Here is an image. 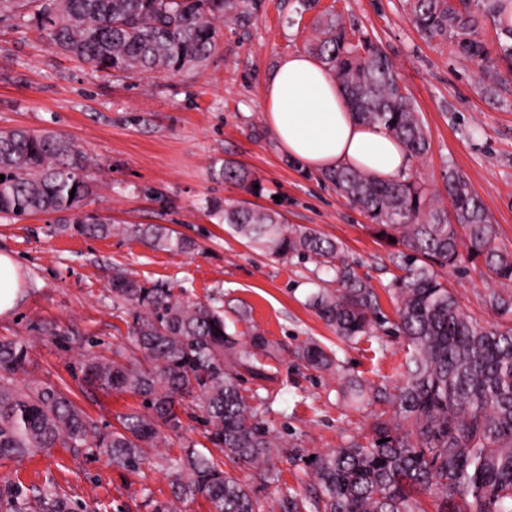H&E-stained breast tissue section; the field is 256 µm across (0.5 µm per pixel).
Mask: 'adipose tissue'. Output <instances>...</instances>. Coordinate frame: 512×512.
<instances>
[{
  "mask_svg": "<svg viewBox=\"0 0 512 512\" xmlns=\"http://www.w3.org/2000/svg\"><path fill=\"white\" fill-rule=\"evenodd\" d=\"M262 108L271 134L305 169L361 168L383 180L408 166L402 145L356 121L331 72L309 55L278 59L264 84Z\"/></svg>",
  "mask_w": 512,
  "mask_h": 512,
  "instance_id": "adipose-tissue-1",
  "label": "adipose tissue"
}]
</instances>
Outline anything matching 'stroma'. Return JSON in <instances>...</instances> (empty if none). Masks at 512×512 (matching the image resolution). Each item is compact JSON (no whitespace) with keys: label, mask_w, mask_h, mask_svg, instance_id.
<instances>
[{"label":"stroma","mask_w":512,"mask_h":512,"mask_svg":"<svg viewBox=\"0 0 512 512\" xmlns=\"http://www.w3.org/2000/svg\"><path fill=\"white\" fill-rule=\"evenodd\" d=\"M264 2L249 24L221 25L203 67L175 75L106 77L58 51L38 30L0 21V129L23 126L70 138L94 161L93 194L67 219L94 215L121 228L90 238L64 230L54 214L0 217V252L17 260L22 283L15 309L0 316V339L30 346L18 382L55 385L109 427L141 405L130 395L103 394L82 373L88 357L111 355L128 341L134 313L112 306L113 265L183 299L211 303L239 338L263 333L279 345L272 377L247 386L259 389L262 419L286 442L271 462L278 482L257 489L274 507L305 477L307 456L363 440L375 417L390 412L383 400L348 406L339 388L357 378L395 389L405 348L385 290L397 272L393 247L318 173L291 162L265 123L263 80L281 56L308 53L318 10L300 12L298 0ZM330 6L391 57L425 126L430 151L410 161L408 174L435 194L447 171L459 170L493 216L499 244L512 250V87L492 83L475 64L457 60L447 42L418 31L407 0H320L318 9ZM226 162L244 166L258 191L216 181L214 169ZM225 199L278 211L288 223L336 240L376 289L386 323L361 340L338 339L307 304L322 286L315 263L273 258L232 236L210 212L212 201ZM134 224L167 225L196 249L153 250L123 233ZM439 274L467 313L485 324L498 321L486 303L496 284L482 266L443 267ZM47 326L54 335H41ZM306 340L335 351L336 374L303 366L297 347ZM50 478L92 512H149L147 498L170 494L159 468L132 474L71 448L0 460V480L28 486Z\"/></svg>","instance_id":"stroma-1"}]
</instances>
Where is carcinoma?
Here are the masks:
<instances>
[{
	"instance_id": "carcinoma-1",
	"label": "carcinoma",
	"mask_w": 512,
	"mask_h": 512,
	"mask_svg": "<svg viewBox=\"0 0 512 512\" xmlns=\"http://www.w3.org/2000/svg\"><path fill=\"white\" fill-rule=\"evenodd\" d=\"M503 0H410L414 26L449 43L493 81L512 84V28L497 19ZM262 0H0V21L37 29L61 52L110 74L180 73L198 68L217 46L218 23L251 21ZM493 25L511 43L491 50L484 29ZM309 50L328 67L349 111L378 127L419 159L430 142L393 60L369 37L350 32L332 11L314 29ZM90 163L69 138L19 127L0 131V215L21 218L76 210L91 197ZM218 179L248 189L247 169L225 163ZM362 211L384 238L395 239L402 274L388 285L393 327L406 345L402 383L389 395L392 413L376 417L366 443L351 440L307 462L310 481L282 495L280 512H512V251L497 244L498 227L469 181L448 171L450 209L434 205L414 180L379 181L364 171L322 175ZM213 213L232 234L278 259L312 260L334 273L337 288L320 289L308 305L343 341L369 335L381 308L371 283L334 240L277 211L217 204ZM70 229L107 237L112 224L98 218ZM126 231L154 250L189 254L195 242L162 224ZM483 263L500 289L486 304L506 316L480 324L459 305L435 265ZM112 305L143 308L130 343L112 358H92L85 375L105 394H130L143 410L102 427L64 391L41 381L14 382L28 360V345L0 341V459H19L62 446L84 448L133 474L159 460L171 494L152 512H176L201 498L209 512H271L249 485L224 470L207 446L254 470L263 484L277 481L270 462L283 447L279 433L258 416V391L245 376L270 379L265 359L277 344L259 332L241 341L222 315L202 301H184L169 288L147 287L116 268ZM315 371L335 373L336 354L315 341L297 352ZM190 404L206 444L189 441L176 456L169 432L181 428L179 408ZM432 501L427 509L423 498ZM85 503L51 486L24 490L0 483V512H85Z\"/></svg>"
}]
</instances>
